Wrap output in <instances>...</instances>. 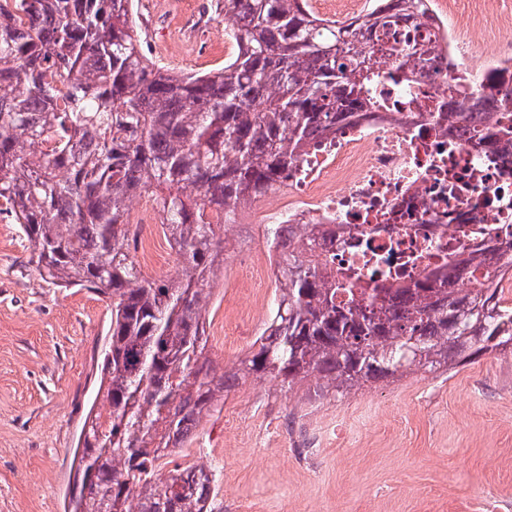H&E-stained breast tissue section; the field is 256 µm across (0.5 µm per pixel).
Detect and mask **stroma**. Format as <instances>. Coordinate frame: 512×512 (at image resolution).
<instances>
[{
  "label": "stroma",
  "instance_id": "1",
  "mask_svg": "<svg viewBox=\"0 0 512 512\" xmlns=\"http://www.w3.org/2000/svg\"><path fill=\"white\" fill-rule=\"evenodd\" d=\"M135 4L156 60L184 73L227 60L222 0ZM190 18L205 30L186 56ZM110 315L97 294L46 282L0 216V512H64ZM205 317L206 352L231 369L252 342L224 340L223 280ZM197 435L183 452L222 466L224 512H512V348L346 395L297 387L284 405L251 377Z\"/></svg>",
  "mask_w": 512,
  "mask_h": 512
}]
</instances>
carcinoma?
Returning <instances> with one entry per match:
<instances>
[{
	"mask_svg": "<svg viewBox=\"0 0 512 512\" xmlns=\"http://www.w3.org/2000/svg\"><path fill=\"white\" fill-rule=\"evenodd\" d=\"M431 7L374 0L348 22L317 16L307 0H224L236 55L185 74L146 54L133 0H0V200L50 284L88 288L111 306L95 395L107 408L86 414L74 463L88 486L71 491L65 512H224L216 474H164V451L192 439L251 375L343 395L512 345V307L495 287L512 271V237L475 226L490 253L376 288L329 267L316 240L285 233L284 287L252 351L220 373L206 353V287L224 267V221L330 127L387 104L379 56L410 81L403 64L424 49L374 48L368 35ZM459 89L477 133L512 151V125L494 119L512 103V69ZM145 193L181 258L174 277H150L135 259L130 205ZM478 271L476 287H455Z\"/></svg>",
	"mask_w": 512,
	"mask_h": 512,
	"instance_id": "cac0c4a2",
	"label": "carcinoma"
}]
</instances>
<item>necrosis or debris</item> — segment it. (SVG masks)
Returning a JSON list of instances; mask_svg holds the SVG:
<instances>
[{
	"instance_id": "4bbe7bcc",
	"label": "necrosis or debris",
	"mask_w": 512,
	"mask_h": 512,
	"mask_svg": "<svg viewBox=\"0 0 512 512\" xmlns=\"http://www.w3.org/2000/svg\"><path fill=\"white\" fill-rule=\"evenodd\" d=\"M474 32L475 41L461 42L443 14L392 25L379 39L400 47L449 44L462 68L474 74L502 61L499 49L480 38L493 32L512 38V17L486 11ZM382 68L387 108L337 124L272 187L273 206L252 226L260 248L235 254L236 273L224 283L225 293L239 300L224 313L225 339L235 342L248 333L252 302L281 262L280 225L335 229L325 253L337 267L360 269L367 288L415 282L448 256L472 251L466 230L473 220L512 234V159L478 138L468 120L449 117L453 69L444 62L417 65V81L408 85L393 80V60Z\"/></svg>"
}]
</instances>
